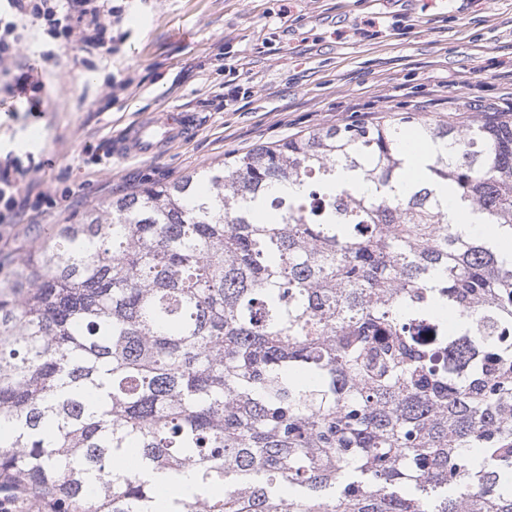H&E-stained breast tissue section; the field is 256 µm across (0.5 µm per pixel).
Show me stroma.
Masks as SVG:
<instances>
[{"label": "stroma", "mask_w": 512, "mask_h": 512, "mask_svg": "<svg viewBox=\"0 0 512 512\" xmlns=\"http://www.w3.org/2000/svg\"><path fill=\"white\" fill-rule=\"evenodd\" d=\"M120 40L105 59L77 47L43 67L37 106L7 92L0 70V165L33 151L34 177L59 190L33 224H0V251L34 244L113 196L173 182L322 126L418 112L433 120L512 114V0H122ZM288 15L278 18L280 7ZM381 19L374 37L358 35ZM241 62L248 97L225 106L224 50ZM131 79L114 99L107 80ZM192 113L185 143L153 157L98 164L89 145L112 146L154 112Z\"/></svg>", "instance_id": "1"}]
</instances>
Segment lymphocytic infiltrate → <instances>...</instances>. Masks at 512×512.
<instances>
[{
  "label": "lymphocytic infiltrate",
  "instance_id": "1",
  "mask_svg": "<svg viewBox=\"0 0 512 512\" xmlns=\"http://www.w3.org/2000/svg\"><path fill=\"white\" fill-rule=\"evenodd\" d=\"M9 10L0 13V69L15 70L9 91L16 96L35 94L42 88L41 69H16L24 39L25 21L39 24L45 38L43 61L54 60L61 48L76 45L89 55L111 53V28L120 23L123 6L112 0H6ZM25 173L20 162L0 166V221L19 223L53 206L50 189L20 192L19 178Z\"/></svg>",
  "mask_w": 512,
  "mask_h": 512
}]
</instances>
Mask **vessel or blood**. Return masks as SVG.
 <instances>
[{
  "label": "vessel or blood",
  "mask_w": 512,
  "mask_h": 512,
  "mask_svg": "<svg viewBox=\"0 0 512 512\" xmlns=\"http://www.w3.org/2000/svg\"><path fill=\"white\" fill-rule=\"evenodd\" d=\"M193 133V120L184 112H169L130 127L115 146L119 155H150L183 142Z\"/></svg>",
  "instance_id": "obj_1"
}]
</instances>
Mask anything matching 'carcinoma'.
Listing matches in <instances>:
<instances>
[{"instance_id":"cac0c4a2","label":"carcinoma","mask_w":512,"mask_h":512,"mask_svg":"<svg viewBox=\"0 0 512 512\" xmlns=\"http://www.w3.org/2000/svg\"><path fill=\"white\" fill-rule=\"evenodd\" d=\"M441 183L512 240V118L316 128L20 250L0 512H158L186 475L167 512H512V262Z\"/></svg>"}]
</instances>
